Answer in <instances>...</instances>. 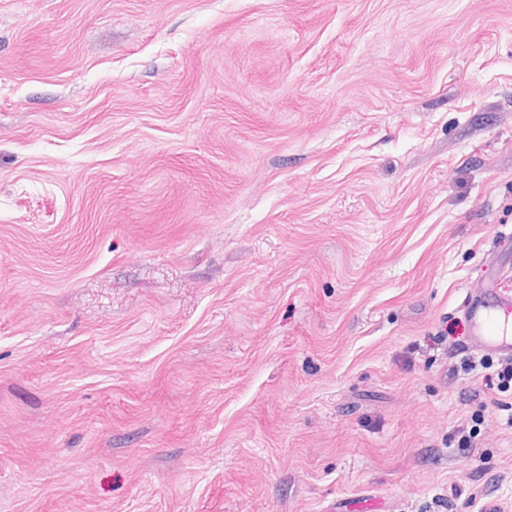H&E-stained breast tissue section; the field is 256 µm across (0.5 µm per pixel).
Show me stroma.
Wrapping results in <instances>:
<instances>
[{
  "label": "stroma",
  "instance_id": "35a3bbf8",
  "mask_svg": "<svg viewBox=\"0 0 512 512\" xmlns=\"http://www.w3.org/2000/svg\"><path fill=\"white\" fill-rule=\"evenodd\" d=\"M496 256L512 0H0V512H512ZM463 313L472 351L512 358V290L502 285L494 265L470 288Z\"/></svg>",
  "mask_w": 512,
  "mask_h": 512
}]
</instances>
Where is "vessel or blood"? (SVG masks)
<instances>
[{
	"label": "vessel or blood",
	"mask_w": 512,
	"mask_h": 512,
	"mask_svg": "<svg viewBox=\"0 0 512 512\" xmlns=\"http://www.w3.org/2000/svg\"><path fill=\"white\" fill-rule=\"evenodd\" d=\"M463 313L472 351L512 358V289L502 285L494 267L470 289Z\"/></svg>",
	"instance_id": "vessel-or-blood-1"
}]
</instances>
